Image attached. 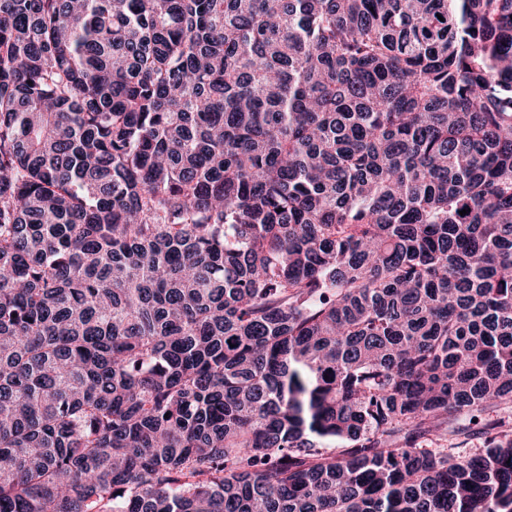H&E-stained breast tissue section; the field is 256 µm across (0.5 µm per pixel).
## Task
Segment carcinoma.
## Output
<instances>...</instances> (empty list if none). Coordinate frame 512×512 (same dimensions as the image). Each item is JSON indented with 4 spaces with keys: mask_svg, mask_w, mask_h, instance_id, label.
<instances>
[{
    "mask_svg": "<svg viewBox=\"0 0 512 512\" xmlns=\"http://www.w3.org/2000/svg\"><path fill=\"white\" fill-rule=\"evenodd\" d=\"M511 404L512 0H0V512H512Z\"/></svg>",
    "mask_w": 512,
    "mask_h": 512,
    "instance_id": "carcinoma-1",
    "label": "carcinoma"
}]
</instances>
